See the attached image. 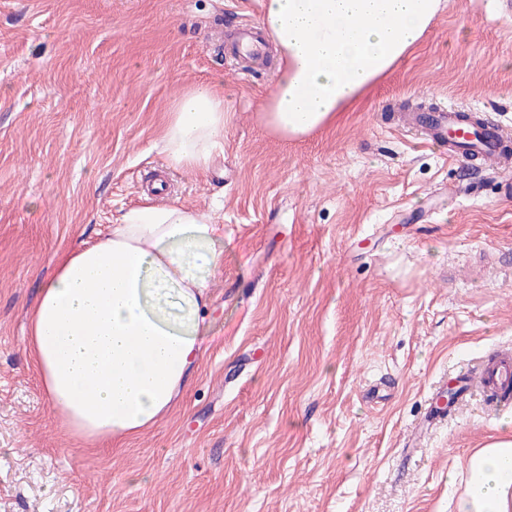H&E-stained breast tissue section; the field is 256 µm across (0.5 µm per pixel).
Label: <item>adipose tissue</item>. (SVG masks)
I'll list each match as a JSON object with an SVG mask.
<instances>
[{
  "label": "adipose tissue",
  "mask_w": 512,
  "mask_h": 512,
  "mask_svg": "<svg viewBox=\"0 0 512 512\" xmlns=\"http://www.w3.org/2000/svg\"><path fill=\"white\" fill-rule=\"evenodd\" d=\"M441 0H264L278 59L260 121L281 139L335 126L417 44ZM224 96L203 84L174 100L161 142L176 168H207L224 139ZM224 227L184 205L124 211L105 237L62 254L29 315L32 358L81 444L131 438L182 391L201 353L208 282ZM467 460L455 512H512V421Z\"/></svg>",
  "instance_id": "1"
}]
</instances>
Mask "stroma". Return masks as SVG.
Masks as SVG:
<instances>
[{
    "label": "stroma",
    "instance_id": "1",
    "mask_svg": "<svg viewBox=\"0 0 512 512\" xmlns=\"http://www.w3.org/2000/svg\"><path fill=\"white\" fill-rule=\"evenodd\" d=\"M262 0H0V512H448L503 405L435 387L512 352V195L397 129L448 102L512 131V11L442 0L422 40L335 127L258 123L277 75L240 79L211 32ZM221 83L208 170L159 139L176 96ZM213 214L197 368L139 435L83 447L47 397L28 313L67 250L151 197Z\"/></svg>",
    "mask_w": 512,
    "mask_h": 512
}]
</instances>
